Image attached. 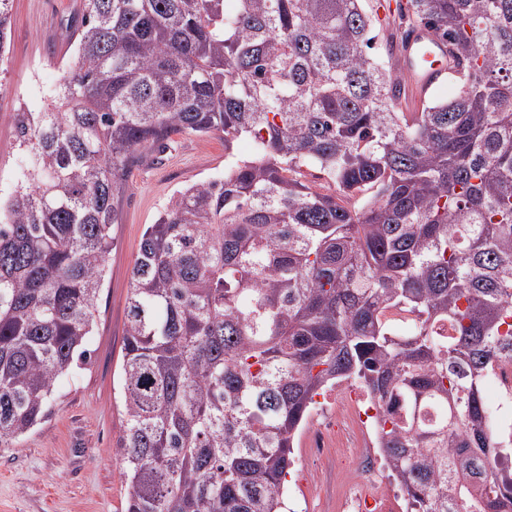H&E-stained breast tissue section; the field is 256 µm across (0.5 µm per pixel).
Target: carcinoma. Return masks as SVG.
<instances>
[{"label":"carcinoma","mask_w":512,"mask_h":512,"mask_svg":"<svg viewBox=\"0 0 512 512\" xmlns=\"http://www.w3.org/2000/svg\"><path fill=\"white\" fill-rule=\"evenodd\" d=\"M82 3L77 60L19 115L27 173L0 200V445L87 362L129 164L221 133L250 154L178 191L132 269L126 512H285L315 397L348 380L385 410L375 447L406 512H512V443L482 396L512 362V0H406L460 85L420 112L370 52L365 0Z\"/></svg>","instance_id":"carcinoma-1"}]
</instances>
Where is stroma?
I'll use <instances>...</instances> for the list:
<instances>
[{"instance_id": "obj_1", "label": "stroma", "mask_w": 512, "mask_h": 512, "mask_svg": "<svg viewBox=\"0 0 512 512\" xmlns=\"http://www.w3.org/2000/svg\"><path fill=\"white\" fill-rule=\"evenodd\" d=\"M82 21L81 0H13L9 45L0 59V196L8 197L28 161L17 141L16 115L45 111L75 59L70 37ZM224 173V138L173 133L163 148L131 163L118 202L90 359L56 385L49 419L10 447H0V512H125L127 488L116 456L122 406L117 375L126 331L131 270L147 225L155 223L177 190ZM337 403L316 405L295 442L289 503L293 512H340L360 467L356 451L369 435L340 420L323 457L314 434Z\"/></svg>"}]
</instances>
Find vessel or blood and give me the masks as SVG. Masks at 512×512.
Listing matches in <instances>:
<instances>
[{
    "instance_id": "vessel-or-blood-1",
    "label": "vessel or blood",
    "mask_w": 512,
    "mask_h": 512,
    "mask_svg": "<svg viewBox=\"0 0 512 512\" xmlns=\"http://www.w3.org/2000/svg\"><path fill=\"white\" fill-rule=\"evenodd\" d=\"M399 69L407 81L410 97L419 101L449 79L453 64L446 44L427 30L417 28L403 44Z\"/></svg>"
}]
</instances>
